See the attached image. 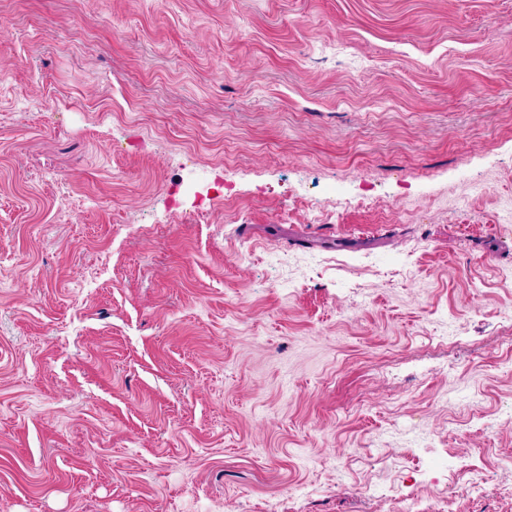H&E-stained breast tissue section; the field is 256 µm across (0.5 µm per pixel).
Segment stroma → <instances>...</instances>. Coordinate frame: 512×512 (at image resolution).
I'll use <instances>...</instances> for the list:
<instances>
[{"label":"stroma","mask_w":512,"mask_h":512,"mask_svg":"<svg viewBox=\"0 0 512 512\" xmlns=\"http://www.w3.org/2000/svg\"><path fill=\"white\" fill-rule=\"evenodd\" d=\"M505 310L512 0H0V512H512Z\"/></svg>","instance_id":"35a3bbf8"}]
</instances>
